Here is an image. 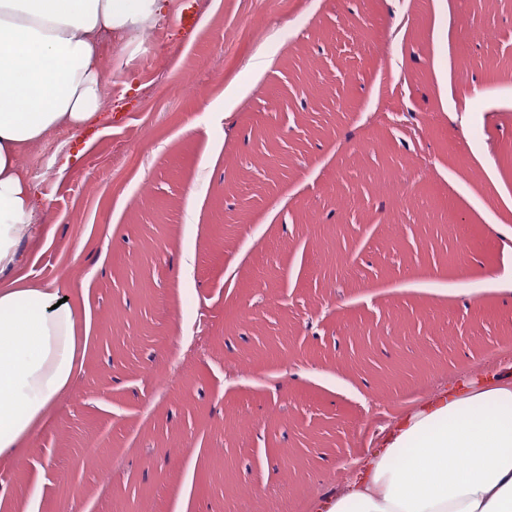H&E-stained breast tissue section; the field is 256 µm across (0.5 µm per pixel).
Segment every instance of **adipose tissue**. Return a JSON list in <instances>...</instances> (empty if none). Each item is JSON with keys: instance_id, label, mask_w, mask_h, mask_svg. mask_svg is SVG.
I'll list each match as a JSON object with an SVG mask.
<instances>
[{"instance_id": "obj_1", "label": "adipose tissue", "mask_w": 512, "mask_h": 512, "mask_svg": "<svg viewBox=\"0 0 512 512\" xmlns=\"http://www.w3.org/2000/svg\"><path fill=\"white\" fill-rule=\"evenodd\" d=\"M169 0H0V275L17 263L38 188L19 158L101 119V44ZM77 311L56 289L0 286V452L24 445L79 367ZM317 512H512V381L439 391L359 461Z\"/></svg>"}]
</instances>
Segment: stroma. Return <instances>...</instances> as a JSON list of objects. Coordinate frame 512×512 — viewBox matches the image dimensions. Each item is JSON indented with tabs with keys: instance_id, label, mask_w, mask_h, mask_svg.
<instances>
[{
	"instance_id": "1",
	"label": "stroma",
	"mask_w": 512,
	"mask_h": 512,
	"mask_svg": "<svg viewBox=\"0 0 512 512\" xmlns=\"http://www.w3.org/2000/svg\"><path fill=\"white\" fill-rule=\"evenodd\" d=\"M118 40L35 179L14 274L88 340L0 512H313L439 387L512 380V0H170Z\"/></svg>"
}]
</instances>
